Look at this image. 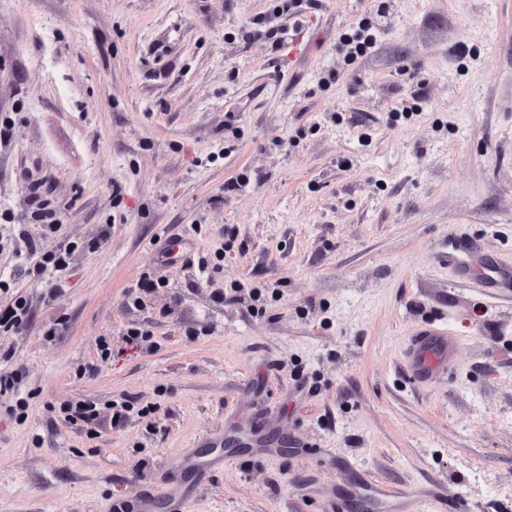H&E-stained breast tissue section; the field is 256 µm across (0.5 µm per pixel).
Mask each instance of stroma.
I'll return each instance as SVG.
<instances>
[{"label": "stroma", "mask_w": 512, "mask_h": 512, "mask_svg": "<svg viewBox=\"0 0 512 512\" xmlns=\"http://www.w3.org/2000/svg\"><path fill=\"white\" fill-rule=\"evenodd\" d=\"M276 5L0 0V239L72 249L0 332L28 401L0 407V512H140L165 481V512H389L371 483L397 512H512V287L456 272L467 242L512 262V0ZM256 19L280 49L243 39ZM432 327L456 361L417 384ZM229 438L223 469L177 468ZM458 342L445 329H425L415 336L407 350L411 374L428 378L436 369L450 368L457 355ZM60 409L70 423L86 430L88 436H94L96 434L99 418L96 405L82 401L75 404L64 405Z\"/></svg>", "instance_id": "obj_1"}]
</instances>
